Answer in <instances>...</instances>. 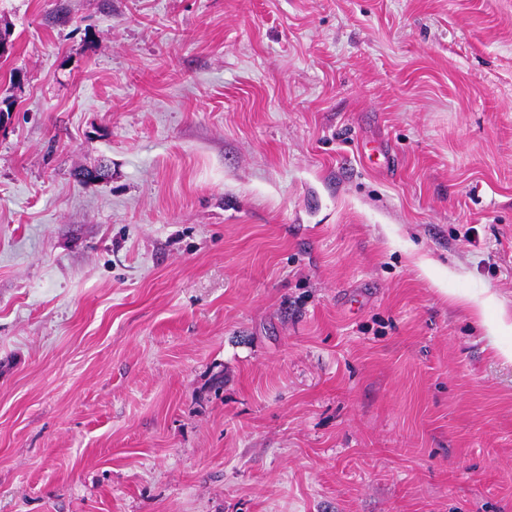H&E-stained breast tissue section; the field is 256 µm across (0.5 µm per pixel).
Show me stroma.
<instances>
[{
	"label": "stroma",
	"mask_w": 512,
	"mask_h": 512,
	"mask_svg": "<svg viewBox=\"0 0 512 512\" xmlns=\"http://www.w3.org/2000/svg\"><path fill=\"white\" fill-rule=\"evenodd\" d=\"M0 32V512H512V0ZM461 305L466 306L472 314L478 318L483 326L487 328L489 335L494 339L504 336L512 335V321L500 315L496 320L489 321L487 319V312L492 306L497 305V300L494 296L489 295L485 298H476L469 295H462L455 299Z\"/></svg>",
	"instance_id": "stroma-1"
}]
</instances>
